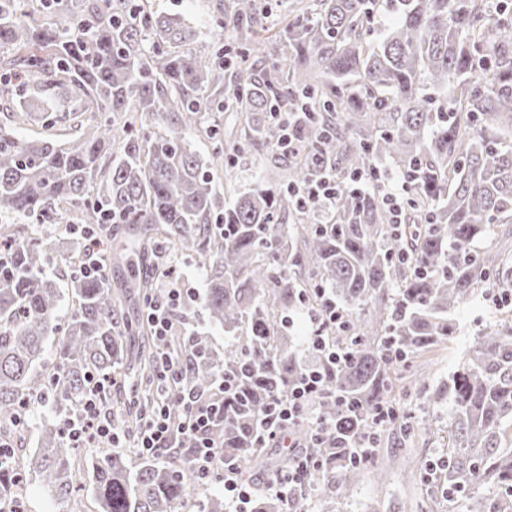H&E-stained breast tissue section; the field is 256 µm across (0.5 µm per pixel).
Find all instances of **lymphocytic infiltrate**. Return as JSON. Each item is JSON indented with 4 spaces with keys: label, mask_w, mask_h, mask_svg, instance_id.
Listing matches in <instances>:
<instances>
[{
    "label": "lymphocytic infiltrate",
    "mask_w": 512,
    "mask_h": 512,
    "mask_svg": "<svg viewBox=\"0 0 512 512\" xmlns=\"http://www.w3.org/2000/svg\"><path fill=\"white\" fill-rule=\"evenodd\" d=\"M176 264L166 255H158L155 276L161 283L162 292L151 300L145 310L148 324L155 335L165 337L171 326V316L179 305L182 292L175 285ZM307 327L304 344L306 348L319 353L329 364L336 365L346 359L343 348L327 343L329 334L346 330V312L336 304L325 302L319 309L305 311ZM185 371L182 362L173 359L168 353H161L153 374L162 390L159 407L146 415L140 434V448L145 456L158 454L162 449L172 447L177 436L192 437L196 445L191 448L192 462L201 479L223 480L224 494L228 498L249 502L254 492L251 484L245 483L234 466L225 463L222 452L214 446L208 431L216 420L223 418L224 406L220 403L202 401L191 391L182 389L179 382ZM325 376L321 368H308L299 383L285 397H276L267 405L266 418L268 439L288 438L289 448L300 447L301 442L293 437L292 428L302 420H310L313 431L322 434L329 430L330 423L323 418H309L305 406L314 395L322 392ZM104 387L101 378L93 377L83 396L76 416L67 419L66 435L77 447L105 441L119 446L120 437L112 425L111 417L98 403V396ZM177 401L184 417L180 423H172L168 416V404Z\"/></svg>",
    "instance_id": "lymphocytic-infiltrate-1"
}]
</instances>
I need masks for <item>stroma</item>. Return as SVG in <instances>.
Returning a JSON list of instances; mask_svg holds the SVG:
<instances>
[{
  "label": "stroma",
  "mask_w": 512,
  "mask_h": 512,
  "mask_svg": "<svg viewBox=\"0 0 512 512\" xmlns=\"http://www.w3.org/2000/svg\"><path fill=\"white\" fill-rule=\"evenodd\" d=\"M154 10L180 15L185 23L199 34L201 44L224 45L232 40L231 30L217 22L218 8L224 0H150ZM283 157L274 150L257 153L251 163L233 169L215 167L210 171L213 186L225 199L235 192L255 185L275 186L280 182ZM61 248L55 249L44 266V273L60 289L61 301L56 311V334L47 342L48 363H55V350L64 336L76 302L71 295L70 261L74 252V238L67 218H59L50 227ZM177 279L185 297L192 300V311L183 319H174L179 335L207 327L208 318L202 295L205 288L204 270L196 258L181 255L177 258ZM502 314L478 292L456 311L458 331L452 340L417 355L413 366L418 371L419 386L411 393L401 395L400 401L407 415L420 417L431 413L437 416L439 427L431 434L403 436L393 429L378 440L372 454V468L366 469L348 497L339 499L336 512H464L463 508L449 510L446 498L433 494L426 479L420 478L422 463L439 458L448 446V404L434 402L438 386L446 383L466 357L476 336L493 324Z\"/></svg>",
  "instance_id": "stroma-1"
}]
</instances>
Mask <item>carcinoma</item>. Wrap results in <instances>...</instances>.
Wrapping results in <instances>:
<instances>
[{"label":"carcinoma","instance_id":"carcinoma-1","mask_svg":"<svg viewBox=\"0 0 512 512\" xmlns=\"http://www.w3.org/2000/svg\"><path fill=\"white\" fill-rule=\"evenodd\" d=\"M277 38H261L272 12L266 0H227L222 26L234 43L210 54L197 33L147 0H0V102L25 87L46 127L88 120L77 137L19 138L0 124V210L43 224L58 211L103 233L126 224L143 255L192 252L207 261L204 306L224 331V353L207 337L169 338L163 347L187 358L181 385L208 400L224 398V420L211 436L244 480L271 464L259 446L264 411L300 379L305 363L292 349L288 316L315 309L322 286L348 315L336 332L348 352L309 407L330 421L342 414L334 396L359 405L351 426L317 444L299 426V455L318 462L305 483L346 495L365 465L350 460L351 439L368 431L380 405L397 407L396 371L452 338L453 311L479 289L512 283V248L481 250L492 224L512 223V0H298ZM391 18L371 39V25ZM264 58L256 68L252 58ZM242 116L232 161L280 137L278 112H299L298 155L282 187L217 197L184 131L220 103L218 86ZM391 162L406 178L403 227L392 224L378 190L356 179ZM336 173L332 216L306 222L295 188ZM294 215L296 223L283 220ZM52 237H7L0 250V425L36 400L79 401L91 376L114 361L152 368L154 355L128 349L118 321L119 294L100 277L77 273L78 307L59 342V371L40 390L36 368L54 334L60 295L44 274ZM364 317H359V314ZM237 380L234 394L215 387L218 370ZM448 398L451 447L426 465L438 491L467 512H512V448L501 427L512 420V315L487 327L437 399ZM112 423L135 432L153 406L114 409L112 387L100 394ZM425 434L428 415L401 412L388 423ZM180 438L168 462L101 448L93 470L97 512H175L199 475ZM78 456L63 427H44L36 451L0 467V501L40 477L59 500L78 495ZM251 512H287L274 495L252 496Z\"/></svg>","mask_w":512,"mask_h":512}]
</instances>
